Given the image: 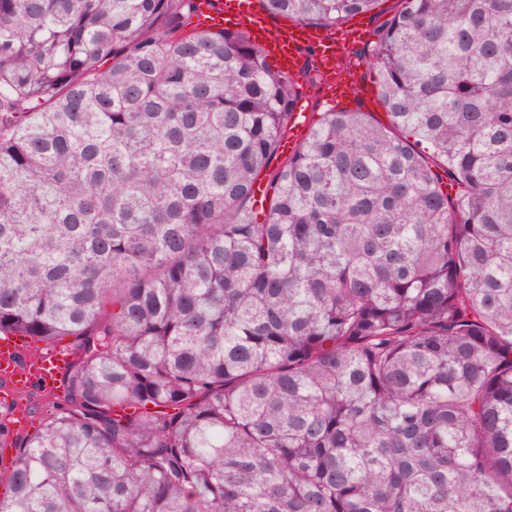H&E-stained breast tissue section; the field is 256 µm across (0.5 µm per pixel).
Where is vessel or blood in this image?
Masks as SVG:
<instances>
[{
    "label": "vessel or blood",
    "instance_id": "obj_1",
    "mask_svg": "<svg viewBox=\"0 0 512 512\" xmlns=\"http://www.w3.org/2000/svg\"><path fill=\"white\" fill-rule=\"evenodd\" d=\"M195 11L208 29L232 28L246 31L284 74L299 71L303 61L299 45H317L321 58H328L329 46L319 30L300 23H293L279 30H272L266 14L257 7L255 0H196ZM312 122L307 106L296 104L290 119V134L282 143L283 152H293L306 135ZM33 337L16 332L0 335V388L9 397L26 395L32 388L52 393L64 388V376L77 361L79 354L74 347L60 346L52 351L25 359L28 349L36 347Z\"/></svg>",
    "mask_w": 512,
    "mask_h": 512
}]
</instances>
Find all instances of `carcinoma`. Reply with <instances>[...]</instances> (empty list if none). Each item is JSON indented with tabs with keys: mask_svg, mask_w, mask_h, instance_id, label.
Here are the masks:
<instances>
[{
	"mask_svg": "<svg viewBox=\"0 0 512 512\" xmlns=\"http://www.w3.org/2000/svg\"><path fill=\"white\" fill-rule=\"evenodd\" d=\"M195 8L0 0V333L80 353L0 512H512V0H398L259 211L296 79Z\"/></svg>",
	"mask_w": 512,
	"mask_h": 512,
	"instance_id": "cac0c4a2",
	"label": "carcinoma"
}]
</instances>
